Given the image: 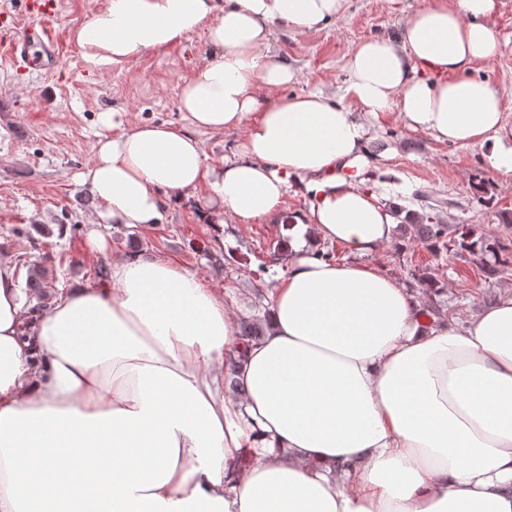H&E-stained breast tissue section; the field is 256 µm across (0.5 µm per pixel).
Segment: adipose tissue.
<instances>
[{"label": "adipose tissue", "mask_w": 512, "mask_h": 512, "mask_svg": "<svg viewBox=\"0 0 512 512\" xmlns=\"http://www.w3.org/2000/svg\"><path fill=\"white\" fill-rule=\"evenodd\" d=\"M346 0H107L76 32L95 67L206 30L180 129L101 113L78 179L91 224L162 223L210 192L205 223L275 214L290 184L311 198L288 230V273L246 343L239 317L171 259L118 255L105 284L74 283L21 338L15 268L0 260V512H512V291L475 318L427 299L365 254L393 215L364 190L372 129L488 149L512 179V126L477 64L495 57L497 0H428L397 32L360 43L342 103L282 94L299 72L269 48ZM242 132L240 157L207 162L196 131ZM236 365L240 390L224 391Z\"/></svg>", "instance_id": "obj_1"}]
</instances>
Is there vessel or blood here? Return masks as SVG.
<instances>
[{
    "instance_id": "vessel-or-blood-1",
    "label": "vessel or blood",
    "mask_w": 512,
    "mask_h": 512,
    "mask_svg": "<svg viewBox=\"0 0 512 512\" xmlns=\"http://www.w3.org/2000/svg\"><path fill=\"white\" fill-rule=\"evenodd\" d=\"M26 8L36 14V22L21 29L11 23L0 25V59L21 74L55 67L62 51L54 16L38 15L33 0Z\"/></svg>"
}]
</instances>
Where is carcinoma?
<instances>
[{
  "label": "carcinoma",
  "mask_w": 512,
  "mask_h": 512,
  "mask_svg": "<svg viewBox=\"0 0 512 512\" xmlns=\"http://www.w3.org/2000/svg\"><path fill=\"white\" fill-rule=\"evenodd\" d=\"M472 200L477 204L487 207L492 198L487 196L485 179L475 174L471 180ZM403 223L410 225L417 240L430 251L437 253L440 246L450 243L457 251L469 261L484 270L498 272L512 268V255L497 240L485 233L471 228L460 235V238L452 237L450 225L442 223L438 218L421 214L413 210L405 211ZM416 287L429 298L430 313L441 316V304L437 300L442 294L439 281L434 277L423 273L416 280ZM26 303L32 304L31 311L36 312L44 307L45 295L41 289V274L31 272L26 283ZM264 335L261 326V318L257 316L244 317L241 320V336L247 342L257 340Z\"/></svg>",
  "instance_id": "cac0c4a2"
}]
</instances>
